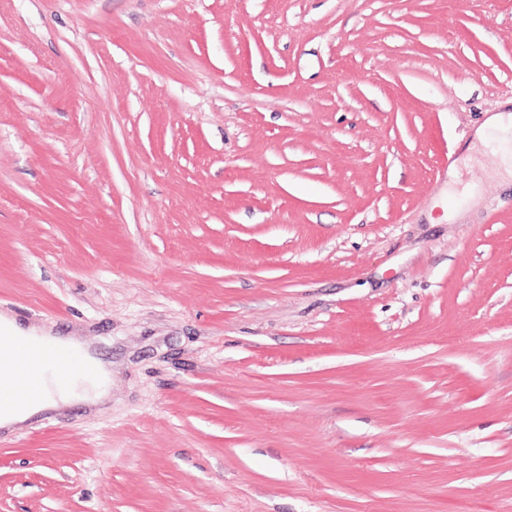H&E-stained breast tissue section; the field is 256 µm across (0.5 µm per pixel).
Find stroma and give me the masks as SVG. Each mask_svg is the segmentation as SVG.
Returning a JSON list of instances; mask_svg holds the SVG:
<instances>
[{"label":"stroma","mask_w":512,"mask_h":512,"mask_svg":"<svg viewBox=\"0 0 512 512\" xmlns=\"http://www.w3.org/2000/svg\"><path fill=\"white\" fill-rule=\"evenodd\" d=\"M509 105L512 0H0V312L112 388L0 512H512Z\"/></svg>","instance_id":"stroma-1"}]
</instances>
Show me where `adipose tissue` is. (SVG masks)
<instances>
[{"instance_id":"ef3b65f1","label":"adipose tissue","mask_w":512,"mask_h":512,"mask_svg":"<svg viewBox=\"0 0 512 512\" xmlns=\"http://www.w3.org/2000/svg\"><path fill=\"white\" fill-rule=\"evenodd\" d=\"M0 334L47 352L39 378V399L0 397V428L23 426L36 416L73 402L96 406L110 398V372L80 338L59 336L45 327L25 328L3 313Z\"/></svg>"}]
</instances>
